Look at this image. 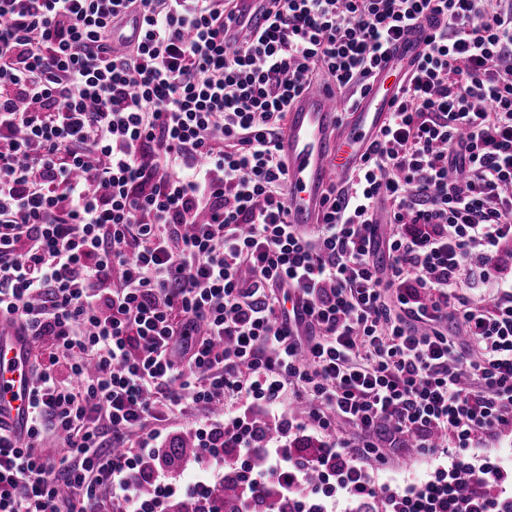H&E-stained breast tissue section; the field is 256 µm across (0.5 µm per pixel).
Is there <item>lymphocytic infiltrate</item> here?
Returning <instances> with one entry per match:
<instances>
[{
	"instance_id": "1",
	"label": "lymphocytic infiltrate",
	"mask_w": 512,
	"mask_h": 512,
	"mask_svg": "<svg viewBox=\"0 0 512 512\" xmlns=\"http://www.w3.org/2000/svg\"><path fill=\"white\" fill-rule=\"evenodd\" d=\"M268 2L228 44L226 0H0V321L40 351L0 512H224L230 482L238 512H512L481 451L512 429V0ZM422 21L388 124L300 230L289 102L320 83L352 108ZM406 441L446 466L376 487ZM141 31V18L137 15L128 17L120 30L112 33V46H122L130 41H136Z\"/></svg>"
}]
</instances>
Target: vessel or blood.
<instances>
[{
  "instance_id": "vessel-or-blood-1",
  "label": "vessel or blood",
  "mask_w": 512,
  "mask_h": 512,
  "mask_svg": "<svg viewBox=\"0 0 512 512\" xmlns=\"http://www.w3.org/2000/svg\"><path fill=\"white\" fill-rule=\"evenodd\" d=\"M268 24L265 0H235V29L256 33ZM426 29L406 32L391 48L358 108L342 115L335 92L318 87L294 98L278 152L288 180V220L309 231L321 223L324 197L359 166L393 110L399 79L410 75ZM28 337L15 329L0 334V425L25 435L28 427Z\"/></svg>"
}]
</instances>
